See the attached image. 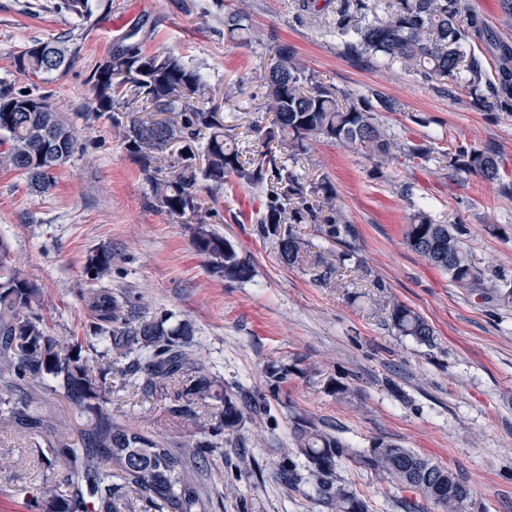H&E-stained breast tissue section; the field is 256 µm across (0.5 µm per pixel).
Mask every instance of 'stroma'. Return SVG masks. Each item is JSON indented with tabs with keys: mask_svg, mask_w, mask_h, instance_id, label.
Segmentation results:
<instances>
[{
	"mask_svg": "<svg viewBox=\"0 0 512 512\" xmlns=\"http://www.w3.org/2000/svg\"><path fill=\"white\" fill-rule=\"evenodd\" d=\"M55 2L0 0V91L49 97L79 137L49 192H32L19 172L0 169V237L39 288L49 333L90 337L93 316L83 297L92 282L84 265L103 246L113 258L102 287L143 303L145 317L191 324V349L205 374L260 408L208 458L201 481L210 512H335L305 459L292 452L296 410L348 446L336 476L369 512H403L397 491L357 460L377 438L455 470L471 489L462 512H512V305L458 288L403 237L411 215L426 211L459 225L481 266L512 277V197L442 161L460 144L491 146L512 179V115L474 105L463 89L451 92L400 66L345 54L324 15L304 11L302 0H101L87 20L54 11ZM240 5L252 24L247 47L224 30L225 11ZM108 19L109 30L102 26ZM136 23L146 51H171L200 67L244 149L257 144L250 124L260 77L280 44L291 45L324 84L355 94L376 89L397 102V111L381 116L385 128L407 143L431 142L429 162L401 158L380 167L321 138L296 165L304 181L324 176L335 186L356 229L361 267L324 284L313 281L308 265L281 264L273 241L257 233L264 191L231 178L223 189L202 192L206 222L256 275L229 283L210 273L192 246L194 220L173 219L156 206L110 113L94 110L89 78ZM60 36L77 50L66 73L40 80L15 69L24 45ZM384 293L434 326L433 346L397 335L380 304ZM273 368L283 382L270 377ZM338 384L348 389L341 401L333 392ZM108 408L116 421L160 433L175 447L195 429L129 392L113 394ZM0 458L7 462L0 512H44L28 490L59 484L61 472L41 467L29 438L14 433L0 435Z\"/></svg>",
	"mask_w": 512,
	"mask_h": 512,
	"instance_id": "35a3bbf8",
	"label": "stroma"
}]
</instances>
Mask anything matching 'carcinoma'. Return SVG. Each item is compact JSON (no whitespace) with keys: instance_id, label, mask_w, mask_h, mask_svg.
I'll use <instances>...</instances> for the list:
<instances>
[{"instance_id":"carcinoma-1","label":"carcinoma","mask_w":512,"mask_h":512,"mask_svg":"<svg viewBox=\"0 0 512 512\" xmlns=\"http://www.w3.org/2000/svg\"><path fill=\"white\" fill-rule=\"evenodd\" d=\"M56 10L82 19L92 15L90 0H59ZM366 11V0L336 5V35L347 51L459 86L476 105L490 101L499 111L512 112V45L492 43L501 65L495 79L487 78L483 59L467 47L469 29L479 32L485 23L469 13L465 0H390L385 16L371 21ZM224 28L249 45L250 20L244 11L225 12ZM136 35L131 32L132 42L110 51L93 71L95 111L112 113L126 151L150 175L157 207L177 219L189 213L196 217L193 247L210 271L228 282L251 279L254 267L205 224L201 186L220 189L233 175L265 190L258 233L274 242L279 260L289 267L305 261V243L295 225L322 222V234L342 246L335 261L318 253L311 262L315 276L327 281L355 260L349 242L353 228L336 205L333 184L325 178L303 183L288 161L317 138L362 152L380 165L398 152L423 162L431 158V145L404 143L384 129L379 114L398 110L393 99L376 90L357 96L316 80L287 44L273 49L261 75L263 101L256 107L261 118L252 123L260 144L246 157L234 128L209 105L200 70L172 52H144ZM75 54L64 40L35 41L14 57V65L41 78L64 73ZM174 142L181 143L178 156L161 178L158 154ZM0 145V168L21 172L32 190L43 193L55 186L56 172L77 151L78 139L47 97L0 92ZM447 164L456 174L500 182L512 195V180L504 179L501 157L490 147L458 145L448 151ZM404 240L457 287L512 302V280L479 266L455 225L418 211L404 227ZM111 271L112 248L87 257L85 272L94 273L92 279ZM38 295L9 243L0 238V432L44 437L47 447L38 449V459L66 472V493L42 482L31 487L32 498L43 503L45 512H210L191 461L221 447V435L238 433L249 410L198 370L188 349L191 325L148 319L112 291L92 289L84 300L105 347L89 346L90 356L81 341L47 334L34 308ZM385 307L398 335L433 345L435 330L417 311L392 299ZM109 375L119 381V389L138 388L164 403L173 417L196 421L203 410H213L215 440L202 441L192 433L171 448L159 434L112 419L106 408L113 389ZM48 392L63 398L73 412L88 415V428L71 436L66 422L47 411ZM291 436L336 512H369L362 497L335 480L337 464L348 454L339 438L301 413L291 417ZM359 462L400 493L419 494L441 512H461L471 495L452 469L384 439L373 441ZM118 472L119 484L112 481Z\"/></svg>"}]
</instances>
